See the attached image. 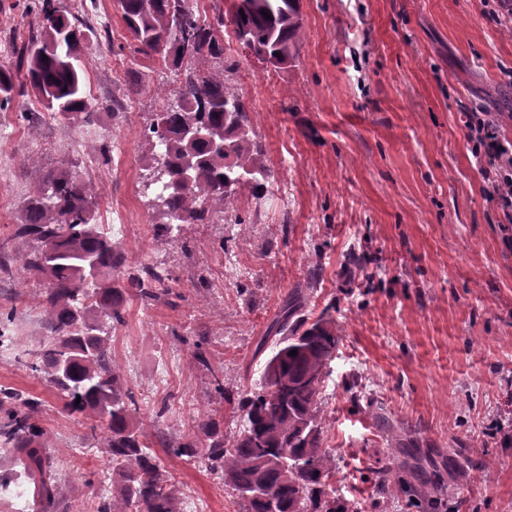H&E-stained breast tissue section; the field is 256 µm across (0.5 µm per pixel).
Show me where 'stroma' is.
<instances>
[{
  "mask_svg": "<svg viewBox=\"0 0 512 512\" xmlns=\"http://www.w3.org/2000/svg\"><path fill=\"white\" fill-rule=\"evenodd\" d=\"M23 0H0V67L26 35ZM292 61L273 66L231 25L220 43L271 171L241 223L160 229L141 185L151 172L144 130L161 88L184 63L139 53L117 0L88 5L79 53L91 124L47 112L28 88L0 111V310H16L0 348V387L40 398L68 512H96L112 479L88 420L18 364L45 334L44 281L21 268L15 230L42 176L67 167L130 269L164 268L169 295L128 300L112 355L140 399L151 448L179 486L180 512H242L223 478L168 452L211 409L236 429L232 400L259 382L255 349L288 293L312 292L302 314L328 313L338 343L322 388L321 443L336 461L328 484L348 512H406L380 503L372 472L390 462L381 408L414 430L427 476L442 475L438 512H512V226L473 154L466 114L492 85H512V36L497 0H299ZM206 339L208 365L192 358ZM223 372L229 399L213 396ZM168 411L155 418L159 401ZM456 449L463 468L448 467Z\"/></svg>",
  "mask_w": 512,
  "mask_h": 512,
  "instance_id": "35a3bbf8",
  "label": "stroma"
}]
</instances>
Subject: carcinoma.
<instances>
[{
	"label": "carcinoma",
	"instance_id": "cac0c4a2",
	"mask_svg": "<svg viewBox=\"0 0 512 512\" xmlns=\"http://www.w3.org/2000/svg\"><path fill=\"white\" fill-rule=\"evenodd\" d=\"M131 37L145 55L175 56L192 63L205 56L214 65L190 67L178 89L162 91L178 103L162 110V122L149 124L145 138L158 165L151 207L174 224H209L219 214L234 213L247 195L256 196L269 178L242 97L229 85L224 50L216 34L224 27L218 14L208 22L200 11L176 15L169 0H118ZM36 14L27 42L14 47L15 70L0 69V108L10 104L15 78L41 96L45 107L72 121L90 123L84 78L78 60L86 9L67 17L55 0H28ZM270 17H265V14ZM230 24L245 46L265 54L275 66L294 58L302 22L299 0H244L232 10ZM484 98L500 101L498 123L511 122L505 107L509 93L489 87ZM206 124L214 140L189 142L184 130ZM194 158L192 182L179 179L185 158ZM16 235L31 244L21 256L28 275L47 281L43 294L46 335L19 362L64 400L65 409L90 419L88 440L109 460L112 497L100 499L97 512H179V489L145 442L138 421L139 406L112 360V331L125 323V301H154L169 293L165 270L144 267L112 281V271L127 258L112 237L101 231L84 183L67 169L45 175L24 203V223ZM304 293L288 294L280 314L257 345L272 348L257 387L238 398L242 424L224 438L219 414L194 422L181 438L164 447L176 456L203 462L244 502L245 512H347L336 500L324 499L327 479L336 461L321 446V390L336 350V328L323 316L312 323L294 319ZM297 351L291 355L290 351ZM41 400L13 388H0V447L19 452V461L33 484L38 512H60L59 474L53 448L39 424ZM391 438L392 462L414 474L417 462L401 429L376 413ZM378 496L403 495L415 512H435L441 482L412 484L376 477Z\"/></svg>",
	"mask_w": 512,
	"mask_h": 512
}]
</instances>
